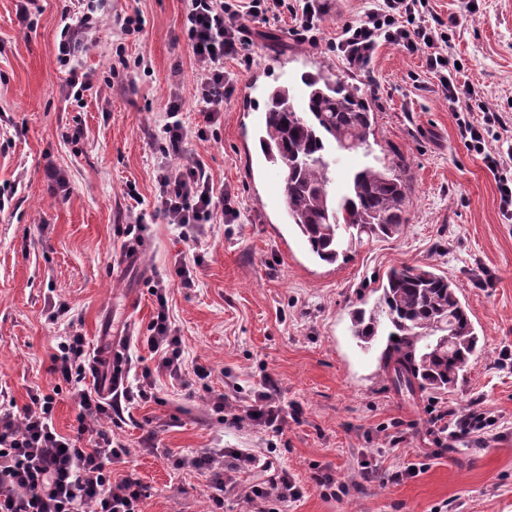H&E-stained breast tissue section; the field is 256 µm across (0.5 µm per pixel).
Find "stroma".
<instances>
[{"instance_id":"stroma-1","label":"stroma","mask_w":512,"mask_h":512,"mask_svg":"<svg viewBox=\"0 0 512 512\" xmlns=\"http://www.w3.org/2000/svg\"><path fill=\"white\" fill-rule=\"evenodd\" d=\"M17 0H0V398L28 403V392L54 391L52 357L60 336L76 331L89 346L100 336L129 342L146 365L143 345L155 310L150 287L181 258L201 257L196 285L172 284L169 314L188 363L211 368L186 396L180 381L159 375V402L133 406L122 422L101 427L130 450V466L146 486L144 512H207L206 478L173 470L168 453L242 448L288 470L303 497L282 512H512V219L503 216L492 175L456 135L455 119L421 55L379 47L356 80L377 111L372 156L403 153L410 163L409 222L401 234L375 239L336 263L316 259L289 224L280 186L283 170L262 154L266 91L300 92V76L340 68L328 40L370 0H326L316 42L298 40L292 16L261 27L251 62L240 74L208 140L190 138L185 160L203 162L215 184L240 201L231 224L201 225L191 242L174 225L151 218L161 160L159 114L171 89L195 125L193 61L177 37L182 0H105L95 45L74 68L106 80L76 102L70 68L58 60L64 0H40L32 26L17 18ZM440 18L456 16L452 52L491 109L512 113V0H431ZM139 11V36H123L115 20ZM78 144L68 137L74 128ZM54 162L67 192L44 176ZM147 213L145 244L134 257L122 245L132 208ZM432 265L460 288L482 351L465 382L448 394L408 401L380 369L386 344L360 347L350 312L393 267ZM70 312L53 319V306ZM269 388L290 411L282 435L245 422L232 427L211 411V391L242 413L254 392ZM55 392V391H54ZM472 407L495 416V437L471 434L436 445L429 411ZM158 432V449L139 440ZM399 445H391L392 437ZM384 472L423 464L417 477L362 483L364 462ZM326 468L348 494L324 496L312 476Z\"/></svg>"}]
</instances>
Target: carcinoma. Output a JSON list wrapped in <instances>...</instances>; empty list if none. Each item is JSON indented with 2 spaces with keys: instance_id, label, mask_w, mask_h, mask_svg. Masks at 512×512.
<instances>
[{
  "instance_id": "1",
  "label": "carcinoma",
  "mask_w": 512,
  "mask_h": 512,
  "mask_svg": "<svg viewBox=\"0 0 512 512\" xmlns=\"http://www.w3.org/2000/svg\"><path fill=\"white\" fill-rule=\"evenodd\" d=\"M301 82L300 103L286 85L268 92L259 141L270 162L288 165L281 191L290 223L314 255L334 263L363 237H391L408 223L407 163L397 156L380 168H359L336 198L330 149L368 148L375 112L359 87L329 68L305 73ZM372 293V306L364 301L351 313V333L365 344L387 338L380 367L394 392L412 399L456 389L481 352L458 286L430 265H404L388 271Z\"/></svg>"
}]
</instances>
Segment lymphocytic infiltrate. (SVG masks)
I'll return each instance as SVG.
<instances>
[{
    "instance_id": "1",
    "label": "lymphocytic infiltrate",
    "mask_w": 512,
    "mask_h": 512,
    "mask_svg": "<svg viewBox=\"0 0 512 512\" xmlns=\"http://www.w3.org/2000/svg\"><path fill=\"white\" fill-rule=\"evenodd\" d=\"M104 0H69L62 12L64 26L58 45L60 61L93 44ZM183 36L194 62L193 97L203 125L190 130L183 118V101L171 94L163 108L159 126L160 150L165 157L157 170V192L153 214L176 226L182 240H190L200 225L217 217L226 222L238 219L230 190H215L202 165L182 163L189 136L207 140V129L215 125L224 101L235 90L236 77L224 68L225 61L248 56L254 43L250 23L269 24L282 13L296 21L298 39L313 38L325 12L323 0H183ZM402 47L408 53L421 52L430 74L456 120L457 134L466 147L481 156L492 174L503 214L512 213V170L504 165L512 156V114L484 111L482 119L472 116L474 92L457 81L459 69L450 53L451 36L435 15L429 0H375L357 19L345 24L333 47L349 73L368 69L382 44ZM155 312L145 338L157 358L155 367L131 373L130 357L112 365V389L86 386L87 375H98L101 358L90 357L80 333L62 337L52 358V372L68 387L78 412L72 434L58 433L52 422L54 395L35 389L29 404L16 407L14 401H0V512H142L147 490L134 473L115 477L114 468L127 463L130 452L122 441L102 430L100 423L123 419L127 407L158 398L156 376L178 379L186 361L182 338L169 315L170 285L153 283ZM134 383H127V376ZM272 434L282 432L284 408L267 391L254 392L244 414H231V425L243 420ZM450 437L483 432L491 423L484 411L448 409L430 417ZM177 470L209 474L207 500L210 512H224V494L234 489L235 477L258 469L259 459L239 448H211L190 454H176ZM303 491L287 470L253 482L245 493L257 512H268V504L300 500Z\"/></svg>"
}]
</instances>
